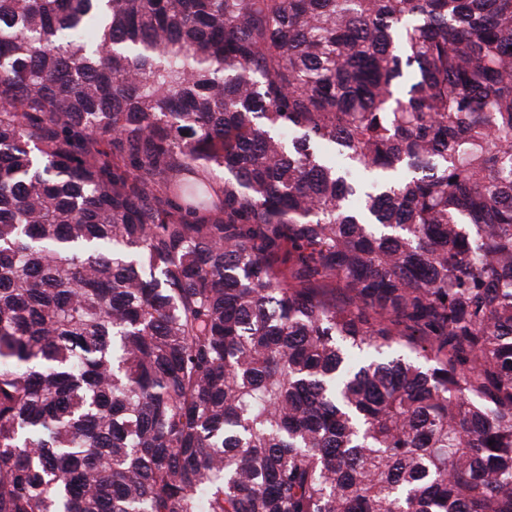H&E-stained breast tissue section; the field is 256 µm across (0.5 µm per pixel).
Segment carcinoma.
<instances>
[{
	"mask_svg": "<svg viewBox=\"0 0 512 512\" xmlns=\"http://www.w3.org/2000/svg\"><path fill=\"white\" fill-rule=\"evenodd\" d=\"M0 512H512V0H0Z\"/></svg>",
	"mask_w": 512,
	"mask_h": 512,
	"instance_id": "carcinoma-1",
	"label": "carcinoma"
}]
</instances>
